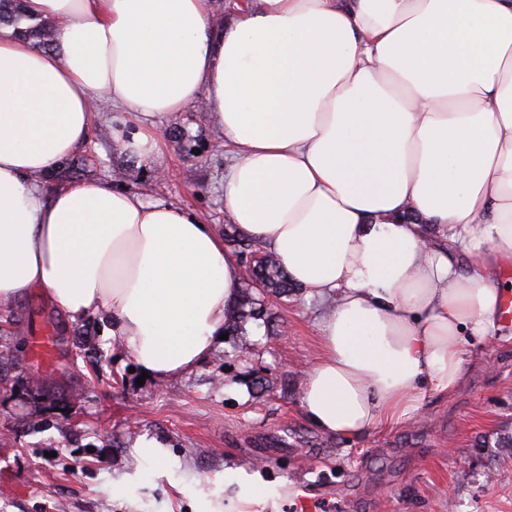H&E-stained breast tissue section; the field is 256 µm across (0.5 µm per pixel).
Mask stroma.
Wrapping results in <instances>:
<instances>
[{"label": "stroma", "mask_w": 512, "mask_h": 512, "mask_svg": "<svg viewBox=\"0 0 512 512\" xmlns=\"http://www.w3.org/2000/svg\"><path fill=\"white\" fill-rule=\"evenodd\" d=\"M155 125L164 150L141 168L101 107L56 181L121 186L227 224L225 154L209 112L193 105ZM325 308L296 294L250 324L243 343L221 341L196 372L141 383L98 317L67 322L32 291L0 312L10 355L0 370V512H223L224 471L237 466L287 483L264 512H290L302 492L328 512H512V448L494 445L512 435V330L466 340L462 387L425 395L410 424L348 439L322 433L301 406ZM44 332L66 340L50 364L30 346ZM145 438L164 447L163 463L140 448Z\"/></svg>", "instance_id": "stroma-1"}]
</instances>
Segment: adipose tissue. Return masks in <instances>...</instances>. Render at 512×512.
Segmentation results:
<instances>
[{"label":"adipose tissue","mask_w":512,"mask_h":512,"mask_svg":"<svg viewBox=\"0 0 512 512\" xmlns=\"http://www.w3.org/2000/svg\"><path fill=\"white\" fill-rule=\"evenodd\" d=\"M0 24V311L40 290L103 314L156 379L212 353L241 267L188 210L104 184L53 187L98 101L137 166L154 117L202 103L234 153L241 237L327 302L301 406L330 436L409 423L462 382L464 335L503 325L512 265V0H23Z\"/></svg>","instance_id":"ef3b65f1"}]
</instances>
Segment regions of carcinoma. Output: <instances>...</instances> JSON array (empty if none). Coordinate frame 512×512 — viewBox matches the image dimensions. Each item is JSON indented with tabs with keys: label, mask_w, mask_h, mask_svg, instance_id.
Returning a JSON list of instances; mask_svg holds the SVG:
<instances>
[{
	"label": "carcinoma",
	"mask_w": 512,
	"mask_h": 512,
	"mask_svg": "<svg viewBox=\"0 0 512 512\" xmlns=\"http://www.w3.org/2000/svg\"><path fill=\"white\" fill-rule=\"evenodd\" d=\"M20 19L18 0H0V23L4 21L17 23ZM224 241L234 248L242 262L245 261L246 255L258 246V243L246 240L236 234L233 224L225 225ZM263 275L266 283L264 288L255 287L249 273L242 278L243 287L239 290L238 299L233 308L227 314L224 327V333L233 339L247 335L249 323L268 316V295L275 294L282 298L288 296L295 289V286L288 280L281 263L270 253L265 254Z\"/></svg>",
	"instance_id": "cac0c4a2"
}]
</instances>
